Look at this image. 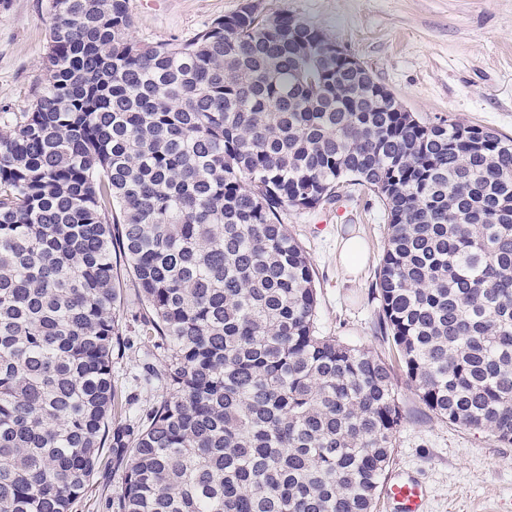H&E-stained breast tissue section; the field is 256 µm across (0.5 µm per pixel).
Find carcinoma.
I'll return each mask as SVG.
<instances>
[{"instance_id": "obj_1", "label": "carcinoma", "mask_w": 512, "mask_h": 512, "mask_svg": "<svg viewBox=\"0 0 512 512\" xmlns=\"http://www.w3.org/2000/svg\"><path fill=\"white\" fill-rule=\"evenodd\" d=\"M44 80L0 113V512H72L99 450L112 512H375L404 411L512 444V139L376 100L313 25L242 6L184 43L127 0H50ZM377 197L387 359L316 331L284 224ZM142 305L120 324L117 263ZM163 344L112 425V359Z\"/></svg>"}]
</instances>
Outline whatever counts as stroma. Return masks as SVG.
I'll return each instance as SVG.
<instances>
[{"instance_id": "1", "label": "stroma", "mask_w": 512, "mask_h": 512, "mask_svg": "<svg viewBox=\"0 0 512 512\" xmlns=\"http://www.w3.org/2000/svg\"><path fill=\"white\" fill-rule=\"evenodd\" d=\"M244 0H128L133 34L160 44L192 40L214 19L240 10ZM264 11H285L346 47L419 118H452L512 136V0H261ZM51 22L49 0H0V111L26 109L42 79ZM282 219L313 261L319 294L316 327L324 336L386 353L375 332L377 304L369 289L387 231L382 203L357 194ZM365 242L359 271L345 273L344 240ZM143 355L128 350L112 360L113 420L129 415V398L153 400L135 378ZM405 420L390 471H415L430 489L428 512H512V445L435 417L396 374ZM73 512H107L121 484L102 450Z\"/></svg>"}]
</instances>
